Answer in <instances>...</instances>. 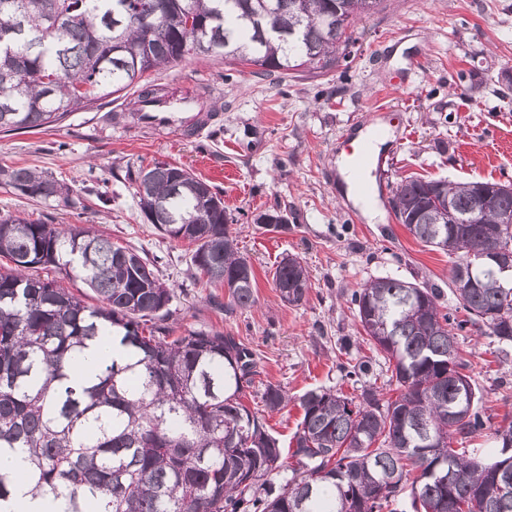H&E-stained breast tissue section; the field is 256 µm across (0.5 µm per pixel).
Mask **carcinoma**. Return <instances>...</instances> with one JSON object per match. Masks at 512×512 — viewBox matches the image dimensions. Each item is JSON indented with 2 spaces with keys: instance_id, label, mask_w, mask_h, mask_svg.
<instances>
[{
  "instance_id": "obj_1",
  "label": "carcinoma",
  "mask_w": 512,
  "mask_h": 512,
  "mask_svg": "<svg viewBox=\"0 0 512 512\" xmlns=\"http://www.w3.org/2000/svg\"><path fill=\"white\" fill-rule=\"evenodd\" d=\"M359 0H0V130L41 129L187 57H221L255 74L325 75L347 60L363 19ZM145 219L180 242L183 224L195 274L227 290L225 311L256 303L255 275L240 254L224 201L183 166L156 162L134 176ZM0 185L56 209L88 208L53 175L0 165ZM512 210V185L407 177L396 187L398 220L418 241L456 257L442 292L377 277L351 295L355 317L391 366L384 397L364 381L347 396L314 389L284 449L245 402L258 361L233 336L166 324L172 289L157 260L112 242L87 224L0 218V457L29 459L32 492L54 512H512V452L485 456L452 447L489 429L476 388L455 410V380L467 368L456 342L471 326L512 343V277L484 257L512 247V224L473 214L476 196ZM451 204L458 224L439 223ZM256 223L282 228L288 214ZM57 268L94 293L89 304L30 271ZM281 301L300 304L307 268L285 256L273 275ZM110 336L126 358L93 383L71 376L77 352ZM267 413L288 404L271 383ZM289 468L276 485L273 476ZM15 480L0 471V512Z\"/></svg>"
}]
</instances>
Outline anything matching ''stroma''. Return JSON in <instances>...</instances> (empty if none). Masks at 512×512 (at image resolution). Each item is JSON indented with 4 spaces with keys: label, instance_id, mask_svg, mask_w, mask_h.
Masks as SVG:
<instances>
[{
    "label": "stroma",
    "instance_id": "1",
    "mask_svg": "<svg viewBox=\"0 0 512 512\" xmlns=\"http://www.w3.org/2000/svg\"><path fill=\"white\" fill-rule=\"evenodd\" d=\"M359 27L363 36L348 61L318 78L256 75L220 59L190 58L56 127L0 133V164L36 168L73 189L103 188L112 197L107 210H55L0 186V216L91 224L112 242L159 256V276L174 292L170 325L235 336L257 352L260 381L286 391L287 407L266 416L284 446L306 391L352 393L345 364L366 357L370 378L388 377L384 358L362 339L349 302L355 290L392 276L438 285L443 305L456 307L450 258L416 240L392 210L401 178L512 182V0H384ZM179 85L198 94L213 123L191 141L141 132L132 109L142 92ZM380 120L390 139L366 169L382 214L371 224L346 197L336 140ZM156 161L189 168L223 198L254 270L251 308L219 307L224 289L194 281L187 244L165 239L144 219L128 174ZM276 208L287 210V227L257 224ZM286 255L302 259L310 275L298 305L282 302L273 288ZM456 341L492 430L512 417V344L473 329ZM491 430L468 447L494 453Z\"/></svg>",
    "mask_w": 512,
    "mask_h": 512
}]
</instances>
